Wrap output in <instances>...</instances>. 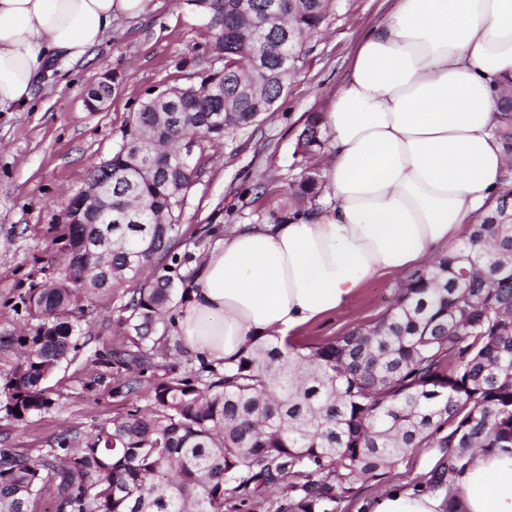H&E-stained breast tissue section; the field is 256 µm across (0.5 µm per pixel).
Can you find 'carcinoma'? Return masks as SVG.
Masks as SVG:
<instances>
[{
    "instance_id": "cac0c4a2",
    "label": "carcinoma",
    "mask_w": 512,
    "mask_h": 512,
    "mask_svg": "<svg viewBox=\"0 0 512 512\" xmlns=\"http://www.w3.org/2000/svg\"><path fill=\"white\" fill-rule=\"evenodd\" d=\"M212 32L222 62L197 84L142 101L122 144L90 167L112 171V214L122 224H66L59 275L26 302L31 326L10 339L14 364L0 372V419L20 425L54 404L47 382L83 347L80 320L112 288L126 301L113 320L122 343L102 338L99 364L123 376L114 394L146 392V409L56 436L37 459L0 448V512H224L278 484L273 512H337L360 484L383 479L418 448L437 449L414 488L434 492L465 470L476 448L512 458V218L508 198L471 225L467 239L414 270L378 320L319 343L258 339L235 358L182 374L157 355L170 344L174 312L194 273L175 252V213L201 177V157L170 166L184 138L220 142L271 111L326 22L331 0H187ZM301 34L286 46L283 29ZM86 93L98 111L111 96ZM494 134L512 156V80L501 91ZM182 124L166 127L158 113ZM321 116L307 118L294 154L305 161L282 212L320 206L325 181ZM152 150L153 172L139 171ZM20 413H15V410Z\"/></svg>"
}]
</instances>
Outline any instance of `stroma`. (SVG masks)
<instances>
[{"instance_id": "stroma-1", "label": "stroma", "mask_w": 512, "mask_h": 512, "mask_svg": "<svg viewBox=\"0 0 512 512\" xmlns=\"http://www.w3.org/2000/svg\"><path fill=\"white\" fill-rule=\"evenodd\" d=\"M395 4L334 0L325 33L309 43L274 111L255 126L206 145L203 173L179 217L184 248L203 256L215 231L265 221L279 210L285 190L301 176L294 149L308 115L326 111L361 36L385 22ZM210 39L204 17L187 0H150L145 14L116 18L111 37L92 58L57 61L54 76L37 86L24 111L0 112V371L15 361L9 339L29 319L28 293L61 268L62 213L69 198L84 187L91 164L111 157L149 93L199 83L202 71L220 68V61L205 52ZM107 74L115 78L110 100L101 111H87V87ZM207 225L212 228L208 235L202 232ZM400 282L396 275L366 282L345 306L305 327L301 340L316 343L377 320L391 306ZM124 301V289H113L83 318L85 347L50 381L55 406L20 427L0 421V448L35 458L53 435L86 431L126 413L134 402L115 396L119 378L97 363L103 323ZM434 463L433 449H418L382 482L363 485L339 512H359L360 501L426 474Z\"/></svg>"}]
</instances>
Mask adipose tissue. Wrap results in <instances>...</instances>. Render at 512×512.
<instances>
[{"label": "adipose tissue", "instance_id": "obj_1", "mask_svg": "<svg viewBox=\"0 0 512 512\" xmlns=\"http://www.w3.org/2000/svg\"><path fill=\"white\" fill-rule=\"evenodd\" d=\"M149 0H0V112L32 99L58 58L100 46ZM512 77V0H398L367 31L321 116L330 202L239 224L206 256L175 312L205 361L287 336L346 305L364 283L412 268L494 202L507 169L492 128L494 84ZM512 512V460L477 450L448 488L390 485L366 512Z\"/></svg>", "mask_w": 512, "mask_h": 512}]
</instances>
